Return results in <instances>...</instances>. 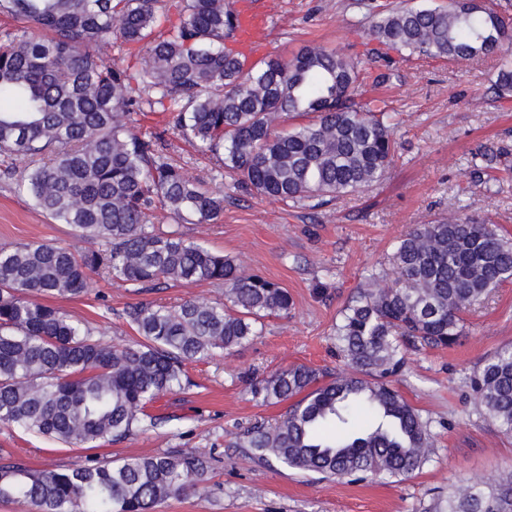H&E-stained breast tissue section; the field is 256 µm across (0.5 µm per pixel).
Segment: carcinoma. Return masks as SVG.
Instances as JSON below:
<instances>
[{
  "instance_id": "cac0c4a2",
  "label": "carcinoma",
  "mask_w": 512,
  "mask_h": 512,
  "mask_svg": "<svg viewBox=\"0 0 512 512\" xmlns=\"http://www.w3.org/2000/svg\"><path fill=\"white\" fill-rule=\"evenodd\" d=\"M0 0L23 26L0 33V160H25L17 182L32 205L103 249L18 243L0 249V424L67 445L120 442L162 423L146 412L187 384L192 361L229 354L286 314L288 291L150 224L160 208L178 223L212 224L224 192L209 191L168 161L165 131L138 132L137 116L160 107L173 127L237 185L298 205L362 192L384 181L398 150L395 115L357 101L361 62L324 47L290 60L248 63L231 0ZM374 61L401 56L462 65L497 61L496 87L512 92V20L491 0L404 4L368 31ZM136 46L127 68L115 45ZM393 280L369 275L336 327L350 373L299 365L250 380L253 398L290 402L272 424L235 443L325 479L412 475L434 447L431 422L392 386L408 348L451 347L464 314L512 281V240L468 215L416 224L398 240ZM104 271L136 290L163 282L224 285V302L176 307L139 303L128 317L141 340L110 346L42 296L78 295ZM478 413L512 435V347L470 379ZM207 461L163 452L71 470L0 464V499L36 512H154L203 489ZM447 512H512V478L448 493Z\"/></svg>"
}]
</instances>
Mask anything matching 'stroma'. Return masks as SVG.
I'll use <instances>...</instances> for the list:
<instances>
[{"instance_id":"stroma-1","label":"stroma","mask_w":512,"mask_h":512,"mask_svg":"<svg viewBox=\"0 0 512 512\" xmlns=\"http://www.w3.org/2000/svg\"><path fill=\"white\" fill-rule=\"evenodd\" d=\"M267 26L251 57L289 59L323 46L365 63L362 101L396 113L400 150L387 178L362 193L319 207H293L232 187L211 155L168 127L169 115L150 112L146 130H166L169 155L205 188L226 195L212 224L176 223L156 212L164 232L233 256L253 274L286 288L287 316L266 318L261 336L230 355L187 365L189 383L165 394L149 411L164 424L117 443L80 448L0 425V463L62 470L88 461H119L164 451H195L210 460L204 490L172 497L156 512H444L451 489L493 484L512 473V436L476 410L470 378L497 350L512 346V283L465 316L464 336L450 348L408 352L395 386L429 420L430 459L402 479H319L280 465L252 461L237 441L244 428L268 423L285 404L252 398L247 381L297 365L344 374L334 330L350 297L371 272L389 269L396 241L409 227L448 215L454 202L491 220L512 237V95L499 96L494 60L455 66L445 61L396 59L388 81L368 60L371 23L401 0H248ZM21 242L79 247L68 225L53 222L0 175V247ZM220 284L173 283L137 292L96 274L90 288L47 298L93 328L109 344L131 345L138 336L126 309L140 302L167 307L187 300L220 302Z\"/></svg>"}]
</instances>
